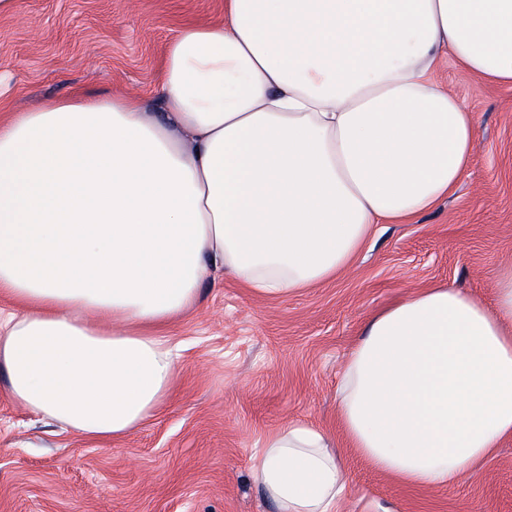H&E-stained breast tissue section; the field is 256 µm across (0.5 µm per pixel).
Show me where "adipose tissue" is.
<instances>
[{
    "instance_id": "adipose-tissue-1",
    "label": "adipose tissue",
    "mask_w": 512,
    "mask_h": 512,
    "mask_svg": "<svg viewBox=\"0 0 512 512\" xmlns=\"http://www.w3.org/2000/svg\"><path fill=\"white\" fill-rule=\"evenodd\" d=\"M512 83V0H225L183 27L162 109L77 95L0 117V372L10 397L121 438L168 397L161 331L212 271L268 297L331 280L375 225L451 195L475 116L447 57ZM495 306L437 285L376 312L343 368L353 448L403 484L449 488L512 440V264ZM277 512H339L331 439L292 423L251 472Z\"/></svg>"
}]
</instances>
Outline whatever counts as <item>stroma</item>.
Instances as JSON below:
<instances>
[{
    "instance_id": "35a3bbf8",
    "label": "stroma",
    "mask_w": 512,
    "mask_h": 512,
    "mask_svg": "<svg viewBox=\"0 0 512 512\" xmlns=\"http://www.w3.org/2000/svg\"><path fill=\"white\" fill-rule=\"evenodd\" d=\"M224 18V0H15L0 14V106L133 93L161 109V69L178 30ZM476 119L456 191L401 224L376 225L336 278L286 298L235 277L204 280L163 335L180 357L170 397L139 429L92 439L30 413L0 377V512H276L251 480L265 438L292 422L326 432L347 481L340 512H512V442L481 474L405 486L350 448L336 408L346 357L367 320L436 284L494 302L512 262V85L451 58L435 73Z\"/></svg>"
}]
</instances>
